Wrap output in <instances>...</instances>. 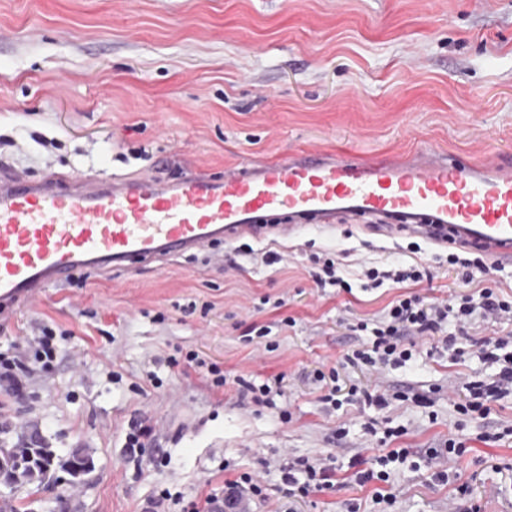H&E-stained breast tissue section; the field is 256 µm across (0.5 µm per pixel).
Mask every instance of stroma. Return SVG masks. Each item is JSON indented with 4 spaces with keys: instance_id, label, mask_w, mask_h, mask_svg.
Listing matches in <instances>:
<instances>
[{
    "instance_id": "obj_1",
    "label": "stroma",
    "mask_w": 512,
    "mask_h": 512,
    "mask_svg": "<svg viewBox=\"0 0 512 512\" xmlns=\"http://www.w3.org/2000/svg\"><path fill=\"white\" fill-rule=\"evenodd\" d=\"M420 146L492 163L512 157V0H0V170L35 181L54 175L223 176L246 159L297 152L407 160ZM368 221L337 220L294 237L218 242L209 250L143 262L107 275L79 272L0 318V353L25 346L36 327L58 347L50 369L0 388V422L28 446L88 449L94 470L72 485L66 472L38 500L67 512H165L220 490L244 473L271 491L253 512H378L367 468L380 427L404 426L397 448H426L448 434L470 442L447 481L430 468L394 465L391 512H448L467 485L481 512H512V397L496 404L488 432L461 423L452 400L475 358L421 355L376 373L346 363L366 343L352 331L398 296L363 289L361 265L410 259L433 278L411 293L442 299L473 291L432 252ZM284 255L266 264L265 253ZM232 255L239 270L224 269ZM341 258L351 291L320 288L311 256ZM269 327L262 339L253 328ZM194 351L231 377L278 383L275 407L212 387L189 367ZM337 368L342 391L431 392L432 408L393 401H322L319 370ZM159 429L130 448L135 427ZM334 452V488L290 499L273 461Z\"/></svg>"
}]
</instances>
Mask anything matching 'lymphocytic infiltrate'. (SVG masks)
Segmentation results:
<instances>
[{"instance_id":"obj_1","label":"lymphocytic infiltrate","mask_w":512,"mask_h":512,"mask_svg":"<svg viewBox=\"0 0 512 512\" xmlns=\"http://www.w3.org/2000/svg\"><path fill=\"white\" fill-rule=\"evenodd\" d=\"M446 260L449 265L459 267L466 281H479V288L432 303L424 302L410 291L398 295L390 302L381 320L372 325L364 320L356 323V330L370 332L371 339L366 346L354 350L351 361L376 371L389 366L402 367L415 356L419 339L428 337L433 349L450 351L458 357L469 354L497 366L498 371L492 379L468 381L465 398L453 404L459 415L480 423L487 419L495 403L512 395V332L473 341L467 327L478 319L512 320V299L500 294L496 270L482 257L468 258L451 252ZM55 356L54 337L51 331H43L42 335L31 337L26 347L17 350L15 355L0 354V380L19 384L21 376L33 368L48 369ZM466 451L465 440L453 435L435 448H391L376 457L375 467L356 471L354 480L362 486L373 482L389 483L391 465L404 463L409 456L415 455L424 458L434 468L436 478L444 481L448 478L449 462L459 460ZM280 470L284 483L303 496L330 488L336 473L334 458L330 455L316 464L306 460L290 462L281 465ZM265 497L261 484L251 475L244 474L225 481L221 493H211L202 500L191 502L187 512H214L223 500L244 508L249 502Z\"/></svg>"}]
</instances>
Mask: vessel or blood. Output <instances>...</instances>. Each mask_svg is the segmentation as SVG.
Instances as JSON below:
<instances>
[{"label": "vessel or blood", "instance_id": "1", "mask_svg": "<svg viewBox=\"0 0 512 512\" xmlns=\"http://www.w3.org/2000/svg\"><path fill=\"white\" fill-rule=\"evenodd\" d=\"M373 217L512 266V161L491 169L425 147L403 163L315 153L245 162L212 178L0 174V315L76 271L108 272L219 241Z\"/></svg>", "mask_w": 512, "mask_h": 512}]
</instances>
